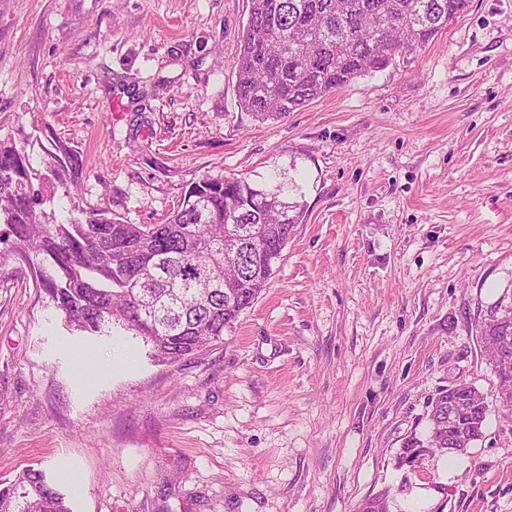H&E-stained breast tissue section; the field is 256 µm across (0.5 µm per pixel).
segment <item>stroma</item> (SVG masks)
<instances>
[{
  "mask_svg": "<svg viewBox=\"0 0 512 512\" xmlns=\"http://www.w3.org/2000/svg\"><path fill=\"white\" fill-rule=\"evenodd\" d=\"M246 0H0V138L72 198L162 223L206 178L302 193L275 272L224 341L169 366L84 336L0 242V478L73 512H512V418L475 325L512 309V0L259 123L237 102ZM488 405L467 453L404 463L439 390ZM0 512H72L66 497L41 469L26 467L0 481Z\"/></svg>",
  "mask_w": 512,
  "mask_h": 512,
  "instance_id": "35a3bbf8",
  "label": "stroma"
}]
</instances>
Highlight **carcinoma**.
Returning a JSON list of instances; mask_svg holds the SVG:
<instances>
[{
	"mask_svg": "<svg viewBox=\"0 0 512 512\" xmlns=\"http://www.w3.org/2000/svg\"><path fill=\"white\" fill-rule=\"evenodd\" d=\"M468 0H247L236 49V97L256 120L279 119L401 54L425 47L448 28ZM77 163L55 144L44 170L0 138V241L23 259L41 258L35 277L72 330L108 336L121 328L150 346L159 363L175 365L224 340L239 315L259 298L305 206L280 183L206 178L186 191L187 203L162 224H129L100 210L64 220L42 206L51 183L71 195ZM245 230L263 266L243 247L224 261L227 239ZM232 284L235 299L211 288ZM468 386L459 394L455 448H448V391L430 403L426 440L410 437L402 458L453 454L483 435L487 407ZM388 492L362 501V512H389ZM0 512H72L41 469L29 466L0 481Z\"/></svg>",
	"mask_w": 512,
	"mask_h": 512,
	"instance_id": "cac0c4a2",
	"label": "carcinoma"
}]
</instances>
